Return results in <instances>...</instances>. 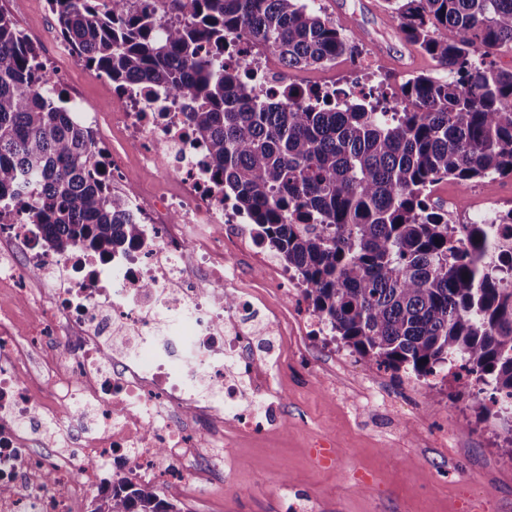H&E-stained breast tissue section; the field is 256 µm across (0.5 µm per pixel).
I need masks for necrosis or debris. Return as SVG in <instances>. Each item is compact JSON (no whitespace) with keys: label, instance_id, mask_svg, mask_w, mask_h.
<instances>
[{"label":"necrosis or debris","instance_id":"4bbe7bcc","mask_svg":"<svg viewBox=\"0 0 512 512\" xmlns=\"http://www.w3.org/2000/svg\"><path fill=\"white\" fill-rule=\"evenodd\" d=\"M122 96L128 146L185 190L131 198L140 240L106 259L53 254L40 225L0 210V288L14 291L0 305V512H76L110 463L197 494L224 476L199 450L223 446L225 422L278 418L288 321L228 261L252 226L171 95L135 85ZM36 445L57 452L41 459Z\"/></svg>","mask_w":512,"mask_h":512}]
</instances>
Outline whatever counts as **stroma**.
<instances>
[{"label": "stroma", "mask_w": 512, "mask_h": 512, "mask_svg": "<svg viewBox=\"0 0 512 512\" xmlns=\"http://www.w3.org/2000/svg\"><path fill=\"white\" fill-rule=\"evenodd\" d=\"M323 18L357 45L358 60L283 69L286 84L366 87L404 107L401 84L435 62L408 44L384 0H311ZM0 10L38 47L68 99L97 113L105 149L124 147L115 132L120 99L114 84L92 74L63 44L46 0H0ZM459 202L452 224L512 208V176L446 180L432 194ZM270 292L288 300L293 332L278 383L287 425L225 441L223 482L183 497L188 512H512V417L478 418L475 392L446 379L427 386L404 372L377 368L329 332L307 329L310 313L287 280ZM334 449L324 465L317 447Z\"/></svg>", "instance_id": "35a3bbf8"}]
</instances>
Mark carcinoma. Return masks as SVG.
Listing matches in <instances>:
<instances>
[{"mask_svg":"<svg viewBox=\"0 0 512 512\" xmlns=\"http://www.w3.org/2000/svg\"><path fill=\"white\" fill-rule=\"evenodd\" d=\"M399 32L440 70L405 81L409 107L379 112L351 87L258 92L226 41L288 68L357 52L302 0H48L86 68L122 89L168 90L224 173L223 197L295 273L313 312L387 368L427 377L459 360L512 402V208L458 235L433 187L512 175V0H387ZM38 49L0 12V206L45 228L47 246L106 257L140 237L133 188L112 191L89 133ZM90 512H184L151 483L117 478Z\"/></svg>","mask_w":512,"mask_h":512,"instance_id":"cac0c4a2","label":"carcinoma"}]
</instances>
